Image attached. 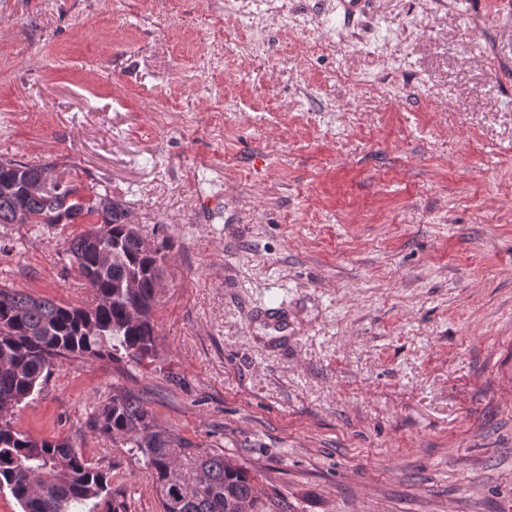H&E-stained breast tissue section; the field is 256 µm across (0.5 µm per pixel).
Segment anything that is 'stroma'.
<instances>
[{"mask_svg":"<svg viewBox=\"0 0 512 512\" xmlns=\"http://www.w3.org/2000/svg\"><path fill=\"white\" fill-rule=\"evenodd\" d=\"M0 154L169 241L152 362L63 359L12 420L97 434L129 389L287 512L512 501V0H0ZM77 224H0V286L72 305Z\"/></svg>","mask_w":512,"mask_h":512,"instance_id":"1","label":"stroma"}]
</instances>
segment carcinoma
<instances>
[{
	"mask_svg": "<svg viewBox=\"0 0 512 512\" xmlns=\"http://www.w3.org/2000/svg\"><path fill=\"white\" fill-rule=\"evenodd\" d=\"M42 182L31 193V182ZM85 224L68 241L71 268L91 288L90 307L55 303L0 287V414L39 394L58 359L108 358L142 363L156 348L154 313L167 245L146 240L132 227V210L107 194L84 196L52 163L0 156V224ZM136 287H129V283ZM92 429L121 440L151 469L160 512H273L257 496L258 474L232 457L181 445L186 471L171 453V435L159 428L141 396L120 390L96 407ZM22 512H70L96 499L105 512H128L112 489V475L89 463L68 439L33 438L0 418V488Z\"/></svg>",
	"mask_w": 512,
	"mask_h": 512,
	"instance_id": "cac0c4a2",
	"label": "carcinoma"
}]
</instances>
